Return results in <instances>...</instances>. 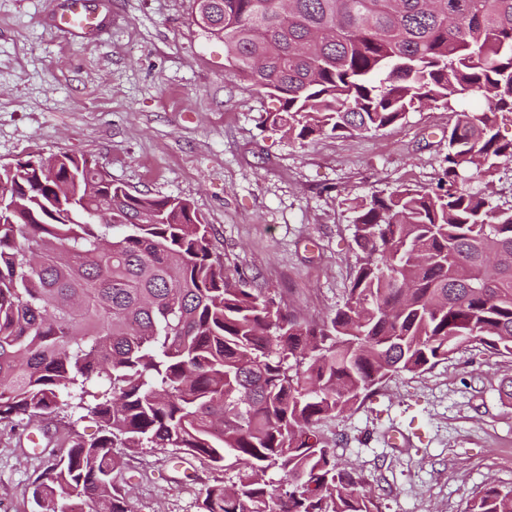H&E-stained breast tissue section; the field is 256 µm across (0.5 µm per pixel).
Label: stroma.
I'll list each match as a JSON object with an SVG mask.
<instances>
[{"label": "stroma", "instance_id": "1", "mask_svg": "<svg viewBox=\"0 0 512 512\" xmlns=\"http://www.w3.org/2000/svg\"><path fill=\"white\" fill-rule=\"evenodd\" d=\"M66 4L0 0V166L74 153L131 192L190 201L225 273L304 320L344 303L358 257L349 199L437 182L453 113L423 106L375 134L300 141L265 125L277 101L229 66L194 0H87L112 17L93 40L55 28ZM509 378L512 358L474 341L317 432L378 512H465L488 482L512 489ZM65 436L0 422V512H33ZM213 476L204 458L147 448L117 480L133 512H198Z\"/></svg>", "mask_w": 512, "mask_h": 512}]
</instances>
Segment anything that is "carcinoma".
Returning a JSON list of instances; mask_svg holds the SVG:
<instances>
[{"mask_svg":"<svg viewBox=\"0 0 512 512\" xmlns=\"http://www.w3.org/2000/svg\"><path fill=\"white\" fill-rule=\"evenodd\" d=\"M198 20L278 101L274 131L377 133L424 101L455 113L442 174L352 199L361 256L316 323L232 283L187 200L133 194L77 154L0 167V421L98 424L37 479L34 512H75V494L132 512L116 448L206 458L198 512H378L315 426L473 340L512 358V206L469 188L512 161V0H206ZM469 90L486 104L458 109ZM467 512H512V489Z\"/></svg>","mask_w":512,"mask_h":512,"instance_id":"carcinoma-1","label":"carcinoma"}]
</instances>
